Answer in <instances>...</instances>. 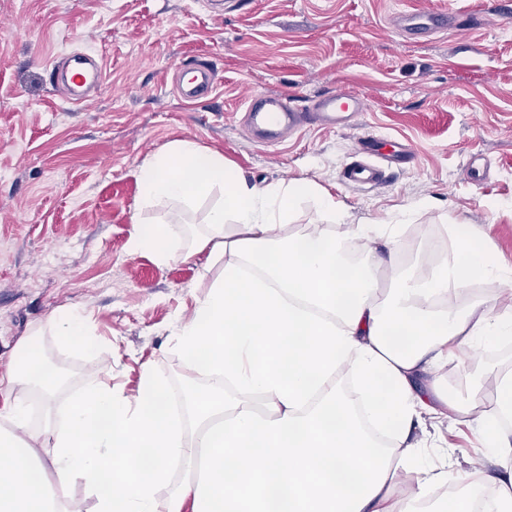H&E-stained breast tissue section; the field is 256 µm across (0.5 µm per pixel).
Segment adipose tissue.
I'll return each mask as SVG.
<instances>
[{
    "label": "adipose tissue",
    "instance_id": "adipose-tissue-1",
    "mask_svg": "<svg viewBox=\"0 0 512 512\" xmlns=\"http://www.w3.org/2000/svg\"><path fill=\"white\" fill-rule=\"evenodd\" d=\"M138 184L142 213L223 192L191 246L166 224H141L129 241L161 264L201 259L205 275L223 263L175 332L186 364L216 381L191 399L188 432L150 367L135 401L91 383L55 407L53 369L21 344L0 371V512H78L77 483L92 512H512V435L501 428L512 417V374L486 368L460 396L438 373L478 341H512L503 307L512 269L481 229L458 226L454 260L425 275L401 268L402 218L343 236L288 233L305 201L336 223L346 215L313 181L251 185L191 141L145 161ZM478 281L492 287L469 306L448 300ZM340 378L356 381L360 404L337 393ZM31 391L49 403L38 428L23 399ZM441 420L479 435L469 475L486 492L480 500L447 496L457 461L423 459L417 434Z\"/></svg>",
    "mask_w": 512,
    "mask_h": 512
}]
</instances>
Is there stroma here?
<instances>
[{"label":"stroma","instance_id":"1","mask_svg":"<svg viewBox=\"0 0 512 512\" xmlns=\"http://www.w3.org/2000/svg\"><path fill=\"white\" fill-rule=\"evenodd\" d=\"M464 31L405 29L403 14L444 12L448 0H0V368L33 340L58 376L57 404L96 379L135 399L144 366L173 390L203 387L172 331L220 277L194 261L160 264L128 248L143 160L177 140L222 153L259 185L306 178L335 196L343 224L311 204L288 230L347 233L416 211L398 251L422 268L427 241L462 220L481 227L495 259L512 266V0H461ZM103 60L106 84L83 105L52 89L48 66L70 52ZM208 66L211 95L186 100L176 69ZM339 88L365 102L357 126L313 127L262 147L241 128L250 95L285 93L308 104ZM413 160L382 184H344L363 133ZM476 163H469V156ZM430 200L427 209L418 204ZM81 310L88 352L61 345L45 324ZM512 351L449 360L457 391Z\"/></svg>","mask_w":512,"mask_h":512}]
</instances>
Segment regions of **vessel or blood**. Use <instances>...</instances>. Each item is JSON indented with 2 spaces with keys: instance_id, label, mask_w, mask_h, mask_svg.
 Segmentation results:
<instances>
[{
  "instance_id": "b4317fda",
  "label": "vessel or blood",
  "mask_w": 512,
  "mask_h": 512,
  "mask_svg": "<svg viewBox=\"0 0 512 512\" xmlns=\"http://www.w3.org/2000/svg\"><path fill=\"white\" fill-rule=\"evenodd\" d=\"M404 21L407 28L432 32L443 27L445 19L437 13L408 14ZM51 82L55 90L68 102H81L80 88L100 90L104 84L100 63H87L84 56L72 55L63 64L50 68ZM364 110L362 99L349 91L336 90L317 96L309 105L302 106L285 94L250 96L245 107V125L253 143L271 147L281 142L285 135L294 133L310 123L329 127L355 125ZM375 135L362 137L366 161L354 162L344 167L342 177L346 182L372 185L383 177L381 169L369 163L374 155Z\"/></svg>"
}]
</instances>
